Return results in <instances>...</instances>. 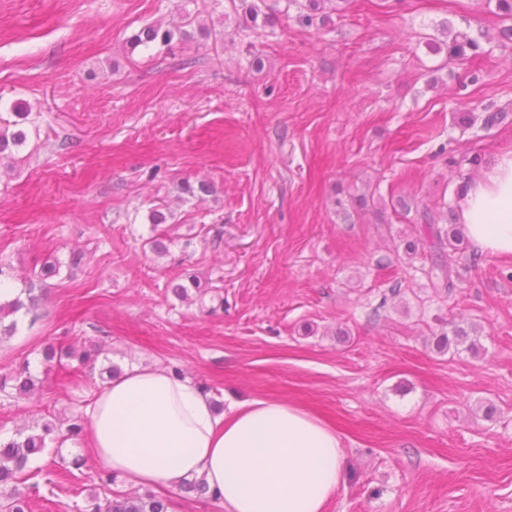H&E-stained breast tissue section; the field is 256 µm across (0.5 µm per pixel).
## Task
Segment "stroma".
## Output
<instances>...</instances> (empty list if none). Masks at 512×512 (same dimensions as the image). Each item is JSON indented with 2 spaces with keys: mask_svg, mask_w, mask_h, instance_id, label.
<instances>
[{
  "mask_svg": "<svg viewBox=\"0 0 512 512\" xmlns=\"http://www.w3.org/2000/svg\"><path fill=\"white\" fill-rule=\"evenodd\" d=\"M177 2L0 0V110L33 108L26 143L0 155V264L18 289L62 264L0 341V376L25 363L37 380L0 391V438L87 419L100 368L158 365L221 404L275 399L332 423L344 464L325 512H512V257L444 248L458 279L436 294L430 254L404 250L416 216L392 206L455 205L447 157L468 174L512 151V45L487 0H348L324 28L128 51ZM452 30L479 53L428 49ZM488 105L508 118L458 126ZM202 180L212 195L178 200ZM362 194L375 209L355 210ZM162 200L173 217L155 228ZM187 272L202 287L181 300ZM454 317L480 328L481 354L436 350ZM50 345L64 357L47 371ZM91 455L85 440L33 458L31 512H77L100 483Z\"/></svg>",
  "mask_w": 512,
  "mask_h": 512,
  "instance_id": "35a3bbf8",
  "label": "stroma"
}]
</instances>
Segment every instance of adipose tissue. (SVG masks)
I'll use <instances>...</instances> for the list:
<instances>
[{"instance_id": "1", "label": "adipose tissue", "mask_w": 512, "mask_h": 512, "mask_svg": "<svg viewBox=\"0 0 512 512\" xmlns=\"http://www.w3.org/2000/svg\"><path fill=\"white\" fill-rule=\"evenodd\" d=\"M457 220L480 252L512 256V151L460 183ZM88 415L99 469L140 487L201 479L224 512H324L340 485L329 423L274 399L217 410L194 380L161 366L125 370Z\"/></svg>"}]
</instances>
